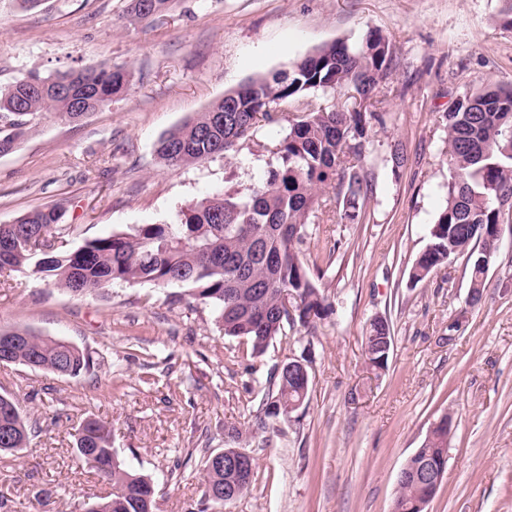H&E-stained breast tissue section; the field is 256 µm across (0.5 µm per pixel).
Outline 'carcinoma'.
<instances>
[{
	"mask_svg": "<svg viewBox=\"0 0 512 512\" xmlns=\"http://www.w3.org/2000/svg\"><path fill=\"white\" fill-rule=\"evenodd\" d=\"M156 3L164 13L172 0H130L132 21L145 19L140 4ZM393 51L381 35L369 31L359 41L335 42L302 58L286 70L250 79L212 103L205 111L163 135L157 158L171 167L205 162L234 150L250 138L258 123L281 120L276 105L319 92L341 105H330L289 120L274 152L276 162L247 191L218 190L182 208L175 224H141L127 232L94 238L74 250L63 249L68 228L51 207L27 212L0 224V273L52 278L73 295H92L114 285L154 289L187 288L208 305L224 335L243 340L250 357L262 356L286 327L310 326L327 316L330 304L310 275L303 246L309 218L320 206L321 190L333 189L345 217L360 220L370 200L365 162L372 123H383L370 110L377 90L391 73ZM131 73L108 63L96 69H68L53 75L31 74L0 89V150H16L39 120L53 114L79 122L123 96ZM445 143L453 170L445 207L429 229V243L409 271L416 286L437 267L466 257L469 285L483 294L487 270L478 258L499 250L498 225L512 215V87H487L467 96L445 116ZM292 293L290 303L282 300ZM16 337L10 360L31 369L77 378L93 371L92 354L62 339L41 336L25 327L6 330ZM392 336L388 320L370 323L363 336L367 363L383 369L387 362L375 338ZM271 379L274 404L288 417L308 391L276 369ZM31 427L20 412H8L0 398V452L29 443ZM80 457L111 486V492L88 512H152L148 478L134 472L112 448L110 427L88 419L78 428ZM420 458L448 462V433L435 431ZM200 465L204 495L212 512H223L216 498L230 485L247 493L255 471L231 474ZM398 512H420L419 487L397 482Z\"/></svg>",
	"mask_w": 512,
	"mask_h": 512,
	"instance_id": "carcinoma-1",
	"label": "carcinoma"
}]
</instances>
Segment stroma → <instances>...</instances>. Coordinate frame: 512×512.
Wrapping results in <instances>:
<instances>
[{
    "label": "stroma",
    "instance_id": "1",
    "mask_svg": "<svg viewBox=\"0 0 512 512\" xmlns=\"http://www.w3.org/2000/svg\"><path fill=\"white\" fill-rule=\"evenodd\" d=\"M127 5L0 0V86L107 61L132 73L123 97L77 123L46 116L0 157V224L59 207L72 251L171 221L215 190H246L288 118L325 106L322 96L281 103L283 122L258 124L223 158L172 168L156 159L157 140L239 84L372 30L394 62L378 94L386 122L370 131L371 199L351 224L326 192L306 258L332 309L259 358H243V342L186 292L174 303L137 286L74 296L42 276L0 274V327L67 340L100 362L77 378L0 364V395L34 427L27 448L0 453V512H86L108 493L74 448L90 418L110 424L113 448L151 478L156 512H203L197 465L230 447L256 471L224 512H392L401 468L446 413L447 467L426 512H512V235L479 305L467 300L465 257L408 281L446 199V113L466 92L512 85L507 0H176L139 22ZM376 318L394 334L382 370L362 350ZM293 356L308 365V396L290 417L267 416L270 375Z\"/></svg>",
    "mask_w": 512,
    "mask_h": 512
}]
</instances>
